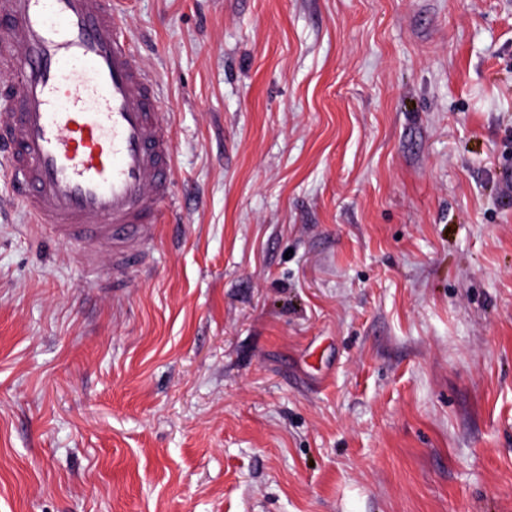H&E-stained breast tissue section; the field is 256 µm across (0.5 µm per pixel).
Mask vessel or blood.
I'll list each match as a JSON object with an SVG mask.
<instances>
[{
    "label": "vessel or blood",
    "mask_w": 512,
    "mask_h": 512,
    "mask_svg": "<svg viewBox=\"0 0 512 512\" xmlns=\"http://www.w3.org/2000/svg\"><path fill=\"white\" fill-rule=\"evenodd\" d=\"M0 72L15 199L123 287L148 261L174 169L158 83L115 0H0Z\"/></svg>",
    "instance_id": "1"
}]
</instances>
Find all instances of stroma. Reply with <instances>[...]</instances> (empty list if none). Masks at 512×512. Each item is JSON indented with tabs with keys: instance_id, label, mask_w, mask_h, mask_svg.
<instances>
[{
	"instance_id": "35a3bbf8",
	"label": "stroma",
	"mask_w": 512,
	"mask_h": 512,
	"mask_svg": "<svg viewBox=\"0 0 512 512\" xmlns=\"http://www.w3.org/2000/svg\"><path fill=\"white\" fill-rule=\"evenodd\" d=\"M174 143L105 286L0 162V512H512V0H120Z\"/></svg>"
}]
</instances>
